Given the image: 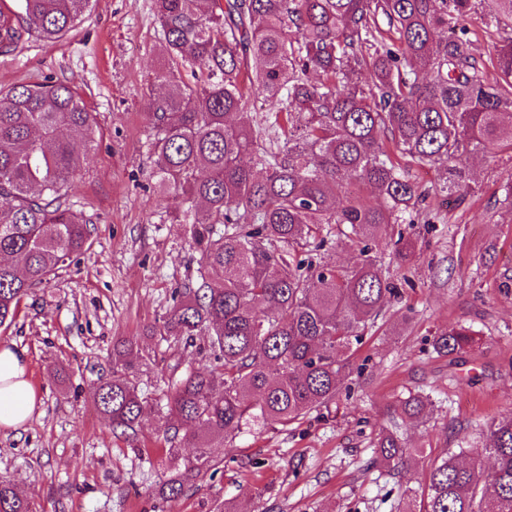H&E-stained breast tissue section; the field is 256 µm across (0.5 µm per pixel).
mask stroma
Returning <instances> with one entry per match:
<instances>
[{
    "instance_id": "obj_1",
    "label": "stroma",
    "mask_w": 512,
    "mask_h": 512,
    "mask_svg": "<svg viewBox=\"0 0 512 512\" xmlns=\"http://www.w3.org/2000/svg\"><path fill=\"white\" fill-rule=\"evenodd\" d=\"M457 25L495 77L494 46L512 31L474 14ZM164 73L154 0H91L58 42L32 39L0 53V88L53 76L79 89L99 125L65 190L91 247L28 292L15 321L0 327V346L25 350L38 396L27 425L0 430V481L27 496L33 512H215L244 498L252 512H404L421 497L432 461L481 447V427L512 416V205L503 191L512 151L473 157L464 200L429 196V223L404 225L415 253L383 271L410 284L369 329L356 354L363 374L300 422L217 438L210 469L180 497L164 499L162 481L196 455L175 438L167 397L182 372L213 365L203 343L175 345L151 332L173 291L200 268L190 225L174 219V201L153 193L148 103ZM459 325L475 331V345L435 353V332ZM119 338L139 353L130 377L147 401L132 438L114 431L93 401ZM53 367L65 369L64 380L49 376ZM411 391L429 394L433 407L403 425L407 445L424 457L396 476L373 466L371 442Z\"/></svg>"
}]
</instances>
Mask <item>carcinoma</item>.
<instances>
[{
  "instance_id": "cac0c4a2",
  "label": "carcinoma",
  "mask_w": 512,
  "mask_h": 512,
  "mask_svg": "<svg viewBox=\"0 0 512 512\" xmlns=\"http://www.w3.org/2000/svg\"><path fill=\"white\" fill-rule=\"evenodd\" d=\"M89 2L14 0L0 14L10 22L0 52L63 37ZM155 10L168 69L164 94L150 104L153 176L180 199L201 269L152 332L187 344L206 336L217 361L173 384L175 432L200 449L160 485L175 498L209 466L217 437L294 423L362 374L353 356L400 294L373 244L395 224L428 220L429 192L394 153L448 166L435 191L462 199L472 190L470 158L512 149V37L496 48L491 83L456 25L478 11L486 25L512 29V0H155ZM244 76L278 103L262 122ZM97 130L70 84L48 77L0 90V326L89 243L61 190L84 163L73 136L89 145ZM325 224L336 225L338 245L359 247L353 266L324 261ZM393 246L401 263L414 252L401 231ZM473 343L459 327L436 333L432 347L451 355ZM132 354L117 342L112 375L96 388L97 410L123 435L136 432L145 409L128 376ZM429 405L411 391L397 401L395 430L372 441L373 464L400 474L423 454L398 429ZM486 437L485 447L450 450L431 465L420 512H512V417L488 422ZM0 512H31L30 503L0 481Z\"/></svg>"
}]
</instances>
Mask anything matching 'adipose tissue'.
Segmentation results:
<instances>
[{
	"mask_svg": "<svg viewBox=\"0 0 512 512\" xmlns=\"http://www.w3.org/2000/svg\"><path fill=\"white\" fill-rule=\"evenodd\" d=\"M37 395L27 376L23 351L0 347V428L19 429L33 419Z\"/></svg>",
	"mask_w": 512,
	"mask_h": 512,
	"instance_id": "adipose-tissue-1",
	"label": "adipose tissue"
}]
</instances>
